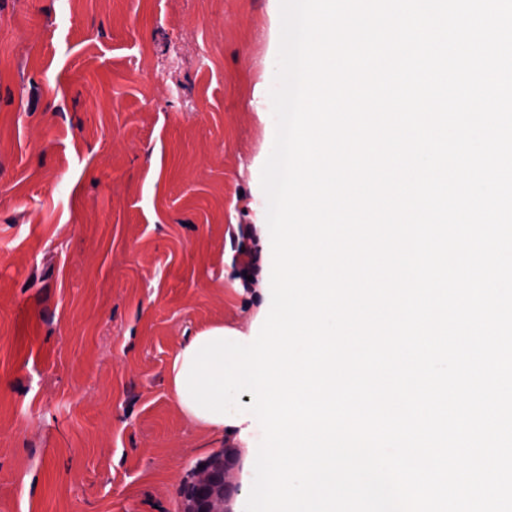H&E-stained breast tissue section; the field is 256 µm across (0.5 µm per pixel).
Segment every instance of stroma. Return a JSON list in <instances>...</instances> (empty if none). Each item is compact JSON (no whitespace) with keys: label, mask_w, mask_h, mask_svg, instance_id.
Here are the masks:
<instances>
[{"label":"stroma","mask_w":512,"mask_h":512,"mask_svg":"<svg viewBox=\"0 0 512 512\" xmlns=\"http://www.w3.org/2000/svg\"><path fill=\"white\" fill-rule=\"evenodd\" d=\"M271 0H0V512H185L167 375L265 305Z\"/></svg>","instance_id":"stroma-1"}]
</instances>
